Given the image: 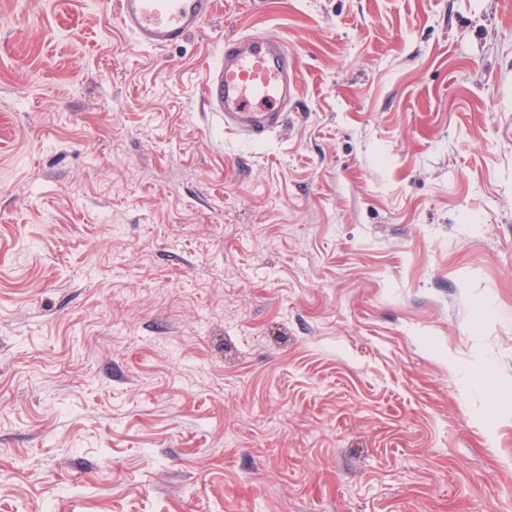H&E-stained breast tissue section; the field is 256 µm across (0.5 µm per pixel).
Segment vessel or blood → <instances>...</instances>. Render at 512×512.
Returning <instances> with one entry per match:
<instances>
[{
  "mask_svg": "<svg viewBox=\"0 0 512 512\" xmlns=\"http://www.w3.org/2000/svg\"><path fill=\"white\" fill-rule=\"evenodd\" d=\"M120 24L143 47L181 45L216 11V0H114ZM295 60L287 45L267 36L229 37L203 97L224 126L263 141L281 127L292 100Z\"/></svg>",
  "mask_w": 512,
  "mask_h": 512,
  "instance_id": "1",
  "label": "vessel or blood"
}]
</instances>
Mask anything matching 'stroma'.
I'll list each match as a JSON object with an SVG mask.
<instances>
[{"mask_svg":"<svg viewBox=\"0 0 512 512\" xmlns=\"http://www.w3.org/2000/svg\"><path fill=\"white\" fill-rule=\"evenodd\" d=\"M509 121L512 0H0V512H512ZM119 23L143 47L163 49L181 45L210 19L215 0H115ZM294 78L295 60L282 41L259 35L229 37L202 93L225 128L264 141L286 119Z\"/></svg>","mask_w":512,"mask_h":512,"instance_id":"stroma-1","label":"stroma"}]
</instances>
